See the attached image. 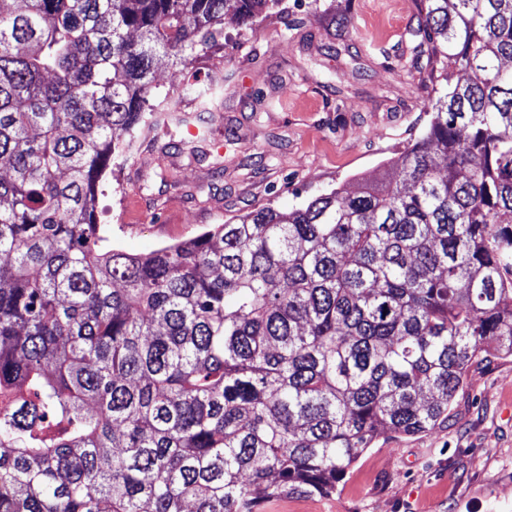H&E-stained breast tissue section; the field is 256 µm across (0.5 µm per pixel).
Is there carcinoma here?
I'll list each match as a JSON object with an SVG mask.
<instances>
[{"instance_id": "obj_1", "label": "carcinoma", "mask_w": 512, "mask_h": 512, "mask_svg": "<svg viewBox=\"0 0 512 512\" xmlns=\"http://www.w3.org/2000/svg\"><path fill=\"white\" fill-rule=\"evenodd\" d=\"M279 0H0V512H257L336 490L512 356V0H421L450 83L382 179L147 256L97 223L138 134L204 137L156 56Z\"/></svg>"}]
</instances>
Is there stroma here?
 Masks as SVG:
<instances>
[{"mask_svg": "<svg viewBox=\"0 0 512 512\" xmlns=\"http://www.w3.org/2000/svg\"><path fill=\"white\" fill-rule=\"evenodd\" d=\"M418 0H281L252 24L224 19V36L189 66L155 63L158 97L178 99L189 74L220 82L208 152L159 154L143 132L101 178L96 217L124 252L144 256L270 205L288 211L386 176L427 126L447 88L415 50ZM164 164L168 181L154 178ZM258 512H512V357L470 365L448 416L411 436L388 433L365 449L334 494L265 499Z\"/></svg>", "mask_w": 512, "mask_h": 512, "instance_id": "obj_1", "label": "stroma"}]
</instances>
